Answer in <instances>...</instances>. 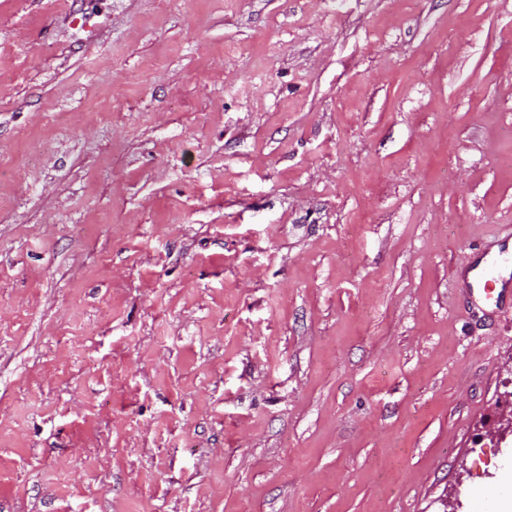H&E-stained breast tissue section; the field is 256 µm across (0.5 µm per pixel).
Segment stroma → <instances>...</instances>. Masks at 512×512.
Returning <instances> with one entry per match:
<instances>
[{
	"mask_svg": "<svg viewBox=\"0 0 512 512\" xmlns=\"http://www.w3.org/2000/svg\"><path fill=\"white\" fill-rule=\"evenodd\" d=\"M512 0H0V512L512 495ZM509 271V279L504 272ZM512 247L508 243L500 246L497 252L480 256L471 266L470 288L486 303H499L502 292L512 281Z\"/></svg>",
	"mask_w": 512,
	"mask_h": 512,
	"instance_id": "obj_1",
	"label": "stroma"
}]
</instances>
